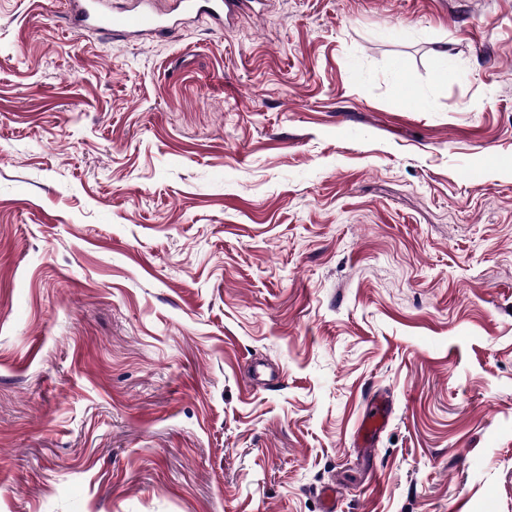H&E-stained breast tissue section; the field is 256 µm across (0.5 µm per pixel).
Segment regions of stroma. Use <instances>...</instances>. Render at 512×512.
Returning <instances> with one entry per match:
<instances>
[{
  "label": "stroma",
  "instance_id": "35a3bbf8",
  "mask_svg": "<svg viewBox=\"0 0 512 512\" xmlns=\"http://www.w3.org/2000/svg\"><path fill=\"white\" fill-rule=\"evenodd\" d=\"M59 10L0 0V512H512V0ZM149 0H135L119 11H102L99 0L65 1L66 14L74 28L93 27L108 39H142L159 35L174 22L153 12ZM238 0H177L176 9L183 16L204 13L216 20L219 27L229 26V17ZM387 419V408L382 404H378L372 413L363 417L357 430L362 441V448H358L360 451L366 452L369 449L370 441L385 427Z\"/></svg>",
  "mask_w": 512,
  "mask_h": 512
}]
</instances>
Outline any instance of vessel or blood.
<instances>
[{
	"label": "vessel or blood",
	"mask_w": 512,
	"mask_h": 512,
	"mask_svg": "<svg viewBox=\"0 0 512 512\" xmlns=\"http://www.w3.org/2000/svg\"><path fill=\"white\" fill-rule=\"evenodd\" d=\"M238 0H176L181 15L191 16L204 13L213 17L218 26L224 27ZM66 14L73 27H92L109 39H142L159 35L171 28L169 18L153 12L149 0H134L133 4L119 11H104L100 0H67ZM387 409L377 405L372 413L363 417L357 434L362 443L372 438L386 425Z\"/></svg>",
	"instance_id": "obj_1"
}]
</instances>
